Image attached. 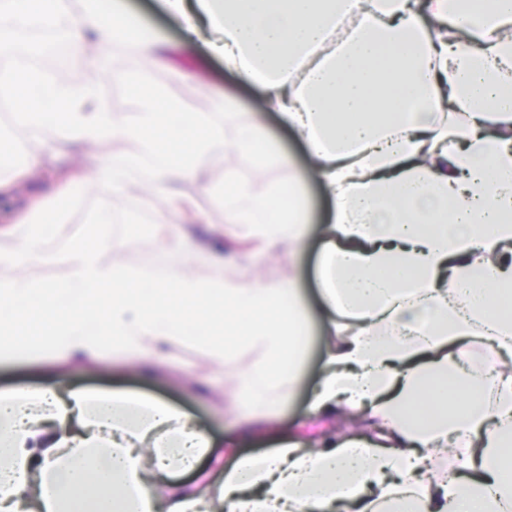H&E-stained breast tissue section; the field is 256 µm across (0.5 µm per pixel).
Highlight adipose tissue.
I'll list each match as a JSON object with an SVG mask.
<instances>
[{"instance_id": "adipose-tissue-1", "label": "adipose tissue", "mask_w": 512, "mask_h": 512, "mask_svg": "<svg viewBox=\"0 0 512 512\" xmlns=\"http://www.w3.org/2000/svg\"><path fill=\"white\" fill-rule=\"evenodd\" d=\"M82 2L5 0L0 42L37 26L102 64L136 44L125 74L138 124L115 128L90 85L1 71L35 147L51 125L73 143L128 137L135 151L110 154L98 178L133 193L200 177L178 155L223 142L254 172L287 170L259 191L225 179L224 212L243 237L292 255L314 174L329 198L316 267L329 340L310 408L364 417L372 432L286 441L185 486L213 442L170 403L72 381L0 391V512H512V372L499 363L512 359V0H162L266 91L306 148L304 170L229 96L183 115L193 136L172 139L176 107L141 77L165 44L120 7ZM88 185L71 177L0 249V364L31 350L67 363L182 345L192 320L216 365L253 353L234 403L253 417L242 440L257 439L302 372L299 288L191 276L167 252L122 273L97 246L127 237L123 224L46 241L45 224ZM56 260L69 270L53 284L10 273ZM447 449L463 467L433 478L431 457Z\"/></svg>"}]
</instances>
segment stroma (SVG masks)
Instances as JSON below:
<instances>
[{
	"label": "stroma",
	"instance_id": "35a3bbf8",
	"mask_svg": "<svg viewBox=\"0 0 512 512\" xmlns=\"http://www.w3.org/2000/svg\"><path fill=\"white\" fill-rule=\"evenodd\" d=\"M123 4L134 23L148 33L165 38L170 47L166 58L144 71L145 78L154 84L164 100L176 103L182 111L196 112L207 98L229 95L238 102L241 111L257 113L268 133L296 163H303L301 143L279 116L268 110L261 90L225 68L222 60L202 59L198 49L185 42L180 23L165 13L160 0H123ZM129 53L126 47L115 49L109 60L110 72L106 75L101 74L99 66L91 59L83 56L72 55L64 62H57L48 46L37 56L41 62L40 73L52 78L59 69H66L70 80L94 87L98 99L113 111L118 125L130 126L136 120L138 102L125 83L112 77L113 71L125 67ZM28 137V132L16 122L0 120V140L9 147L0 157V177L12 182L10 191L0 194L1 229L27 207L32 197L47 196L58 175L80 171L90 178L91 184L68 210L62 225L64 232L73 234L89 225L110 224L119 215L126 224L135 225L146 208L155 214V233L128 239L118 251L112 245H105L100 253L103 264L128 273L150 255L163 250L173 252L186 244L206 256L211 264L235 268L258 283L298 280L314 323L313 345L292 400L278 410L268 429L269 436L260 447L273 449L284 436L313 442L327 427L326 422L309 411L323 365L324 326L315 280L320 249L317 227L322 224L327 207L321 186L313 180L308 183L315 229L302 255L292 259L283 251L269 250L243 238L237 226L227 223L224 217L226 174L259 188L282 180L285 173L280 169L270 168L258 176L241 166L234 154L227 153L220 164L205 165L201 180L177 182L174 192L149 183L129 194L95 183L94 178L106 157L99 146L68 143L59 133L49 130L44 134L43 152L34 155L27 147ZM145 363L152 366L146 378L141 375L142 364L115 362L108 356L95 362L57 366L26 356L0 365V388L37 386L46 382L48 373L53 372L92 389L155 396L184 410L198 428L220 442L217 463H231L239 453L237 439L241 433L230 404L234 389L232 368L216 369L203 350L177 347L150 351L144 357Z\"/></svg>",
	"mask_w": 512,
	"mask_h": 512
}]
</instances>
